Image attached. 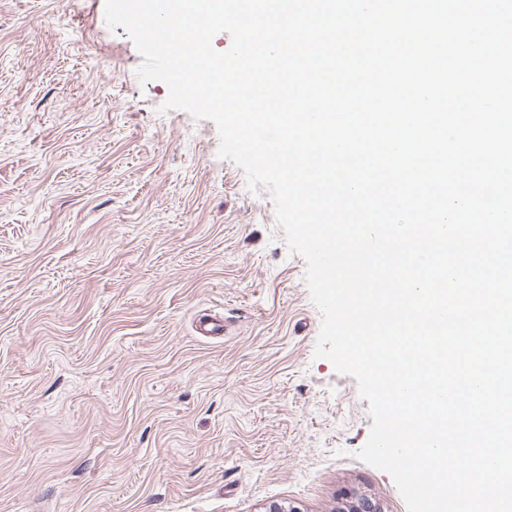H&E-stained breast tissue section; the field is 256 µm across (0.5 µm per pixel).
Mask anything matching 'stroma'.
<instances>
[{"label":"stroma","mask_w":512,"mask_h":512,"mask_svg":"<svg viewBox=\"0 0 512 512\" xmlns=\"http://www.w3.org/2000/svg\"><path fill=\"white\" fill-rule=\"evenodd\" d=\"M104 11L0 0V512H407L268 192Z\"/></svg>","instance_id":"obj_1"}]
</instances>
